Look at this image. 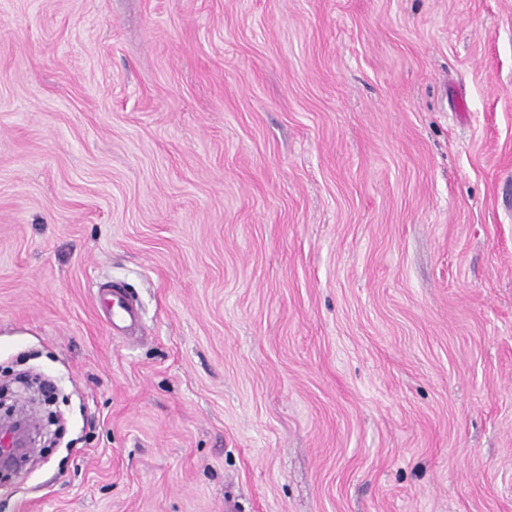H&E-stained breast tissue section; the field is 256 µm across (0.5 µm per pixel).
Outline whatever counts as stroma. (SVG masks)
I'll use <instances>...</instances> for the list:
<instances>
[{"label": "stroma", "instance_id": "stroma-1", "mask_svg": "<svg viewBox=\"0 0 512 512\" xmlns=\"http://www.w3.org/2000/svg\"><path fill=\"white\" fill-rule=\"evenodd\" d=\"M23 361L0 512H512V0H0ZM1 418H7L10 421L9 431L13 434V448L10 449L14 457L13 462L5 463L1 455V471H9L18 458H26L30 452V447L36 443L38 437L45 435L43 424H31L27 420L14 418V414L4 411L2 402L0 403Z\"/></svg>", "mask_w": 512, "mask_h": 512}]
</instances>
